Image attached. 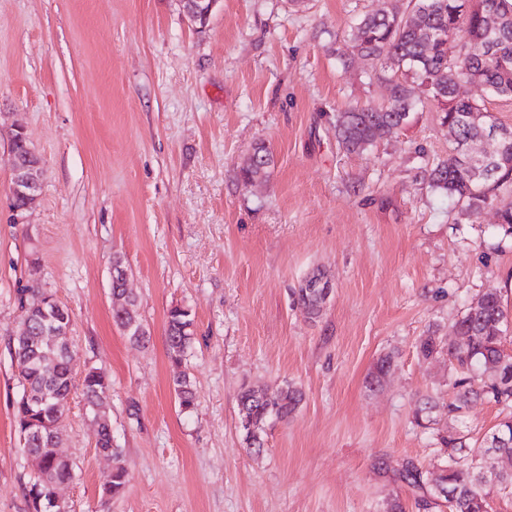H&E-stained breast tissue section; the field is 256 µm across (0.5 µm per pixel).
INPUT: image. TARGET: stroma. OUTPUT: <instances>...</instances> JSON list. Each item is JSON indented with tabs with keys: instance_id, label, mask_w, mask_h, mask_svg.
<instances>
[{
	"instance_id": "1",
	"label": "stroma",
	"mask_w": 512,
	"mask_h": 512,
	"mask_svg": "<svg viewBox=\"0 0 512 512\" xmlns=\"http://www.w3.org/2000/svg\"><path fill=\"white\" fill-rule=\"evenodd\" d=\"M379 3L219 0L202 28L180 0H0V512H32L10 350L28 288L69 310L79 370L109 378L129 473L121 496L105 494L112 462L73 391L59 424L69 512H383L392 498L419 512L400 474L445 453L415 409L472 445L512 417L485 400L450 416L448 355L416 348L432 328L451 343L484 293L512 313V237L495 209L464 219L423 175L452 148L439 113H413L360 155L331 126L336 110L383 99L374 64L341 50ZM18 126L43 170L23 224L10 209ZM260 143L267 177L244 182ZM117 256L148 343L113 322ZM318 273L332 294L312 317L294 293ZM174 307L193 319L188 412L166 349ZM286 383L301 405L247 448L242 388Z\"/></svg>"
}]
</instances>
